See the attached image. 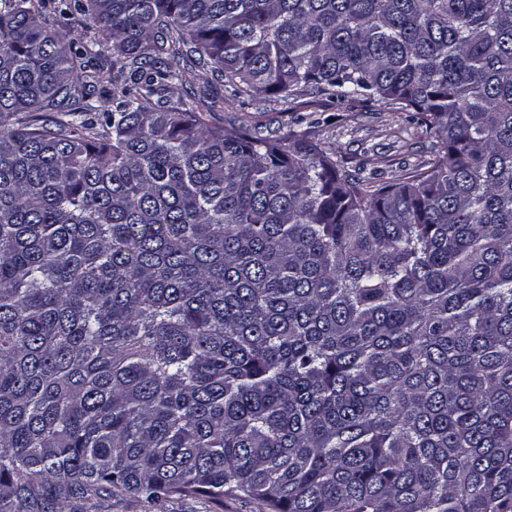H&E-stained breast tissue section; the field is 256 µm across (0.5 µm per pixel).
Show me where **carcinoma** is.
Here are the masks:
<instances>
[{"instance_id":"carcinoma-1","label":"carcinoma","mask_w":512,"mask_h":512,"mask_svg":"<svg viewBox=\"0 0 512 512\" xmlns=\"http://www.w3.org/2000/svg\"><path fill=\"white\" fill-rule=\"evenodd\" d=\"M176 57L434 153L212 128ZM239 497L512 512V0H0V512Z\"/></svg>"}]
</instances>
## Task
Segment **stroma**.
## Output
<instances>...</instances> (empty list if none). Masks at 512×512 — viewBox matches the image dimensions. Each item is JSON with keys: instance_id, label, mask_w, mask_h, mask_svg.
<instances>
[{"instance_id": "obj_1", "label": "stroma", "mask_w": 512, "mask_h": 512, "mask_svg": "<svg viewBox=\"0 0 512 512\" xmlns=\"http://www.w3.org/2000/svg\"><path fill=\"white\" fill-rule=\"evenodd\" d=\"M178 67L187 70L188 75L185 81L169 83V96L198 107L205 91L223 95V110L206 115L210 126L224 127L246 117L258 125L263 135L276 136L296 129L300 119L312 116L316 123L309 133L315 141L348 165L366 163L368 169L377 171L384 179L429 159L431 141L408 113L358 101L301 97L288 102L277 94L260 98L236 95L218 83L212 71L188 69L183 61Z\"/></svg>"}]
</instances>
